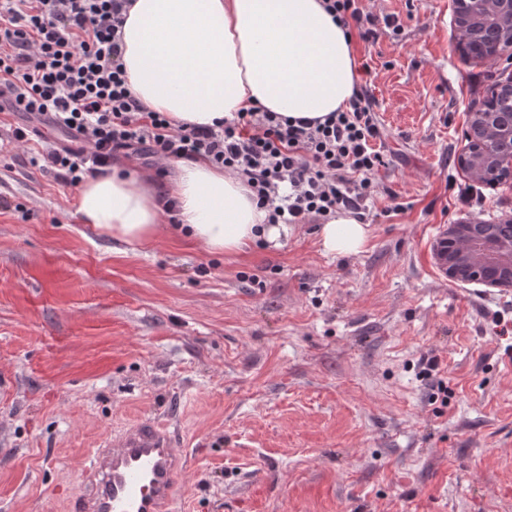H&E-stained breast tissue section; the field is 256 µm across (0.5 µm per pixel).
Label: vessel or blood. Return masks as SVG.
<instances>
[{
    "label": "vessel or blood",
    "instance_id": "obj_1",
    "mask_svg": "<svg viewBox=\"0 0 512 512\" xmlns=\"http://www.w3.org/2000/svg\"><path fill=\"white\" fill-rule=\"evenodd\" d=\"M186 463L158 419L113 428L93 448L71 512H173Z\"/></svg>",
    "mask_w": 512,
    "mask_h": 512
}]
</instances>
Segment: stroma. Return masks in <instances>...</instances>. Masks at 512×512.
Segmentation results:
<instances>
[{
  "label": "stroma",
  "instance_id": "obj_1",
  "mask_svg": "<svg viewBox=\"0 0 512 512\" xmlns=\"http://www.w3.org/2000/svg\"><path fill=\"white\" fill-rule=\"evenodd\" d=\"M360 5L381 20L353 46L390 161L354 255L318 222L279 248L212 254L167 225L126 249L0 112V512H66L99 438L147 416L186 450L174 512H512V334L493 327L512 288L446 279L430 253L442 226L512 215L508 181L462 205L458 164L512 70L462 60L454 0Z\"/></svg>",
  "mask_w": 512,
  "mask_h": 512
}]
</instances>
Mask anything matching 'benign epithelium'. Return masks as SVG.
Listing matches in <instances>:
<instances>
[{
  "mask_svg": "<svg viewBox=\"0 0 512 512\" xmlns=\"http://www.w3.org/2000/svg\"><path fill=\"white\" fill-rule=\"evenodd\" d=\"M484 8L475 13L466 11L470 0H456L457 46L461 53L480 61L512 65V0H482ZM512 98V82L496 84L490 98L493 104L471 113L472 124L484 135L497 140L505 150V161L500 165L501 180H512V109L498 107L502 94ZM465 148L459 156L460 167L476 178L493 158L476 145L474 132L465 131ZM476 221H461L447 226L448 252L443 255L446 273L451 280L478 278V271L490 275L483 282L490 286L512 287V244L491 234L479 242L473 241Z\"/></svg>",
  "mask_w": 512,
  "mask_h": 512,
  "instance_id": "7a95c632",
  "label": "benign epithelium"
}]
</instances>
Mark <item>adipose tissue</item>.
Returning a JSON list of instances; mask_svg holds the SVG:
<instances>
[{"instance_id":"obj_1","label":"adipose tissue","mask_w":512,"mask_h":512,"mask_svg":"<svg viewBox=\"0 0 512 512\" xmlns=\"http://www.w3.org/2000/svg\"><path fill=\"white\" fill-rule=\"evenodd\" d=\"M122 43L133 96L176 126H210L253 107L321 118L346 108L357 80L351 37L323 0H132ZM173 167L165 184L119 165L87 178L75 199L79 222L149 247L161 234L166 195L181 234L208 252L256 241L281 247L287 225L267 223L244 178L200 159ZM320 236L326 252L349 255L362 250L367 231L340 213Z\"/></svg>"}]
</instances>
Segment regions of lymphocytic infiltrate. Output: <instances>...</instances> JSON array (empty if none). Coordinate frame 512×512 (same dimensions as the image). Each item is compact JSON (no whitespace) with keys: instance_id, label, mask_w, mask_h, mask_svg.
<instances>
[{"instance_id":"f902f5d3","label":"lymphocytic infiltrate","mask_w":512,"mask_h":512,"mask_svg":"<svg viewBox=\"0 0 512 512\" xmlns=\"http://www.w3.org/2000/svg\"><path fill=\"white\" fill-rule=\"evenodd\" d=\"M128 0H0V112L23 114L70 132L78 145L42 160L76 186L118 152L153 159H201L246 179L272 224L370 214L375 176L389 160L375 142L373 99L356 87L346 110L321 120H290L260 109L214 126H172L144 111L122 62Z\"/></svg>"}]
</instances>
